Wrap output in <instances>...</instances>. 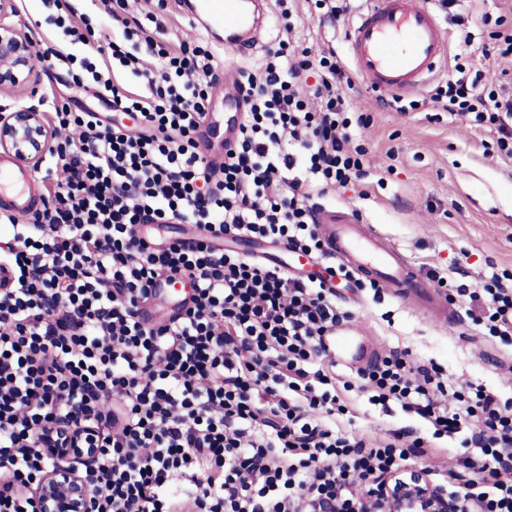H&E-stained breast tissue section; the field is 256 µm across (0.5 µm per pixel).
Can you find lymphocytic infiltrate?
<instances>
[{"mask_svg": "<svg viewBox=\"0 0 512 512\" xmlns=\"http://www.w3.org/2000/svg\"><path fill=\"white\" fill-rule=\"evenodd\" d=\"M56 28L81 45L64 57L76 82L111 97L127 122L55 106L80 135L49 151L59 175L28 224L0 239V512H36L21 489L47 461L33 441L56 420L102 425L95 512H306L337 498L362 508L357 483L422 455L406 430L374 439L336 424L349 408L323 362L348 321L336 293L206 242L138 236L141 224L189 223L324 255L320 200L365 174L354 142L364 119L336 52L311 59L278 46L242 73L246 110L221 165L198 131L217 79L208 47L173 45L162 26L129 28L125 0H101L121 36L102 43L67 0H45ZM124 71L142 92L118 81ZM431 99L474 114L512 146V98L463 64ZM193 295L176 317L144 322L157 280ZM469 297L488 335L512 336V284L492 278ZM361 392L415 413L434 436L463 434L462 512H512V407L483 388L449 391L435 368L394 353L358 371Z\"/></svg>", "mask_w": 512, "mask_h": 512, "instance_id": "obj_1", "label": "lymphocytic infiltrate"}]
</instances>
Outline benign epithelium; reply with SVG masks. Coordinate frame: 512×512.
Here are the masks:
<instances>
[{
	"label": "benign epithelium",
	"instance_id": "benign-epithelium-1",
	"mask_svg": "<svg viewBox=\"0 0 512 512\" xmlns=\"http://www.w3.org/2000/svg\"><path fill=\"white\" fill-rule=\"evenodd\" d=\"M16 0H0V92L9 93L28 82L35 71V45L25 27L10 23ZM55 134L35 108L0 113V149L18 161L41 158L53 146ZM94 424L62 421L37 439L36 450L49 461L39 481L24 487L38 512H92L87 473L94 470L99 450ZM364 512H459L427 478L424 470L409 467L390 473L380 489L366 495Z\"/></svg>",
	"mask_w": 512,
	"mask_h": 512
}]
</instances>
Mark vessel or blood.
<instances>
[{
  "mask_svg": "<svg viewBox=\"0 0 512 512\" xmlns=\"http://www.w3.org/2000/svg\"><path fill=\"white\" fill-rule=\"evenodd\" d=\"M207 30H223L226 44L241 53L258 45L265 30L254 0H200ZM348 54L357 77L369 87L392 95L421 91L448 54V36L425 0H365L363 10L347 32ZM43 194L31 174L14 160L0 161V211L27 213L42 206ZM318 231L329 253L360 277L383 283L401 298H418L439 319L449 316L446 301L429 293L416 269L398 248L373 226L336 223L332 215H321ZM257 255L305 273L310 256L277 245L275 252L257 248ZM154 293L153 305L145 312L149 323L169 320L188 299V285L180 278L163 279Z\"/></svg>",
  "mask_w": 512,
  "mask_h": 512,
  "instance_id": "1",
  "label": "vessel or blood"
}]
</instances>
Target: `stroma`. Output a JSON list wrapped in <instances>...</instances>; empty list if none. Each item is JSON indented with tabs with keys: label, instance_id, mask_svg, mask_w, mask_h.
I'll list each match as a JSON object with an SVG mask.
<instances>
[{
	"label": "stroma",
	"instance_id": "1",
	"mask_svg": "<svg viewBox=\"0 0 512 512\" xmlns=\"http://www.w3.org/2000/svg\"><path fill=\"white\" fill-rule=\"evenodd\" d=\"M180 0H128L129 16L141 19L157 15L174 43L211 44L218 70L227 81L238 78L243 67L259 63L266 48L274 46L276 30L290 26L291 45L310 47L312 53L331 47L346 55V35L354 14L331 22L321 20L312 0H269L267 11L274 26L264 33L256 51L247 57L232 49L215 46L214 35L203 32L202 23H190ZM291 10L284 18L283 10ZM441 26L448 33L449 58L437 71V79L452 73L462 30L472 31L476 43L488 40L486 26H474L475 16L502 18L512 29V0H473L470 10L435 7ZM36 94L20 89L0 93V106L15 109L37 107L51 112L52 100L67 102L76 112L91 110L111 115V102L101 100L91 86L72 80L68 65L54 60L37 66ZM227 81L210 90L206 120L223 124L227 108ZM353 106L367 116L357 133L368 150L366 176L337 189L327 201L328 210L357 217L385 233L415 266L429 289L452 296L459 284L482 286L493 275L512 274V157L497 148L495 129L473 116H461L431 102L429 89L415 93L416 105L396 111L388 94L357 83L347 90ZM336 303L350 314L343 329L357 341H367L380 355L408 352L413 362L436 365L454 386L473 384L512 404V341L489 336L474 325L465 299L454 298L455 319L447 327L435 326L426 316L397 298L390 288L374 291L338 286ZM355 360H337L338 383L350 384L345 398L350 419L340 427H353L378 438L390 430L411 429L423 437L424 456L415 459L435 484L445 474L459 470L463 452L461 436L433 438L424 422L398 405L371 403L356 389Z\"/></svg>",
	"mask_w": 512,
	"mask_h": 512
}]
</instances>
